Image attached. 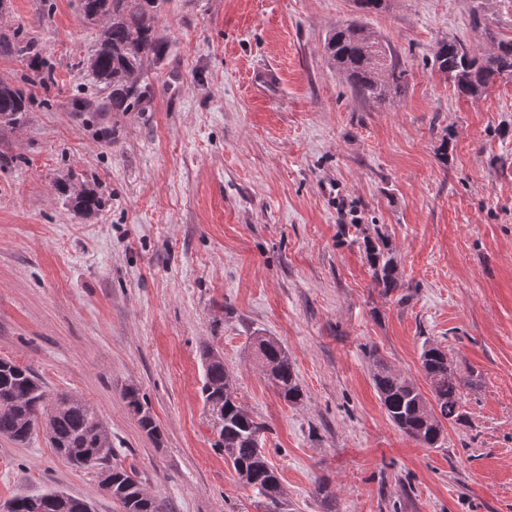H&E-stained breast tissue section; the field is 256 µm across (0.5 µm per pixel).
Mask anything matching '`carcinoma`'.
<instances>
[{
    "label": "carcinoma",
    "mask_w": 512,
    "mask_h": 512,
    "mask_svg": "<svg viewBox=\"0 0 512 512\" xmlns=\"http://www.w3.org/2000/svg\"><path fill=\"white\" fill-rule=\"evenodd\" d=\"M85 18L100 16L108 20L101 38L87 58L84 71L97 86L107 91L106 103L114 112H129L142 107L147 90L134 79L144 58L156 55L161 42L154 22L160 0H79ZM4 46V51L29 58L34 76L43 85L52 79L32 43L19 37ZM327 49L332 63L347 77L353 95L360 101L382 105L400 93L406 84L407 70L388 58L390 51L366 35L358 25L339 26L329 36ZM435 65L448 76L456 91L466 96L484 93L497 78L512 77V40L501 41L497 50L485 58L473 54L461 43L444 40L433 52ZM31 98L25 90L0 81V124L21 123L29 112ZM73 207L90 215L99 208V198L92 189L74 192ZM364 246L375 282L384 288L396 284V268L380 244L369 238ZM254 351L265 368L268 380L290 406L304 402L288 351L267 336L254 338ZM373 382L388 418L396 427L419 444L434 448L440 442L443 421L459 422L461 389L464 379L451 369L448 354L439 346L427 344L421 352L422 368L430 379L435 404H430L408 379L395 372L377 354L371 353ZM204 370L201 387L204 407L222 414L223 425L214 446L224 450L240 481L249 486L267 506V512H282L279 478L269 471L270 463L260 448L263 424L242 409L234 395L231 375L224 368L219 351L205 346L200 352ZM46 388L34 371L0 357V437L25 444L31 438L38 415L45 407ZM129 408L139 416L140 427L152 438L161 437L153 417L144 408L136 389L126 392ZM46 435L55 453L77 467H84L73 449L83 448L101 461L114 456L106 423L84 400L69 394L57 396L47 415ZM112 483L118 493L122 512H165L155 496L144 491L135 472L122 466L112 470ZM38 510H32L29 496H19L8 504V512H80L77 502H64V493L45 490L34 494Z\"/></svg>",
    "instance_id": "1"
}]
</instances>
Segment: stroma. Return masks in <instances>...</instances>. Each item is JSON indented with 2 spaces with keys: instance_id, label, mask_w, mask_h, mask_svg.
<instances>
[{
  "instance_id": "35a3bbf8",
  "label": "stroma",
  "mask_w": 512,
  "mask_h": 512,
  "mask_svg": "<svg viewBox=\"0 0 512 512\" xmlns=\"http://www.w3.org/2000/svg\"><path fill=\"white\" fill-rule=\"evenodd\" d=\"M351 22L408 72L385 106L329 63ZM155 26L142 111L103 112L81 67L102 22L78 0L0 5V33L53 74L36 84L0 52V80L32 97L24 125L0 127V357L89 403L166 512L264 510L214 446L206 345L266 426L288 512H512V79L462 96L433 63L444 39L480 56L511 40L512 0H162ZM64 183L95 187L102 210L76 214ZM367 236L387 242L396 288L375 284ZM256 336L287 348L302 405L266 379ZM428 343L465 381L464 419L434 448L388 419L370 358L428 397ZM47 489L120 512L43 429L0 437V512ZM125 398L127 400V404L129 408L133 410V412L139 416L138 422L140 427L152 438L155 440H160L161 434L153 417L150 413L144 408L146 404L143 397H140V393L136 389H129ZM143 403H142V401Z\"/></svg>"
}]
</instances>
